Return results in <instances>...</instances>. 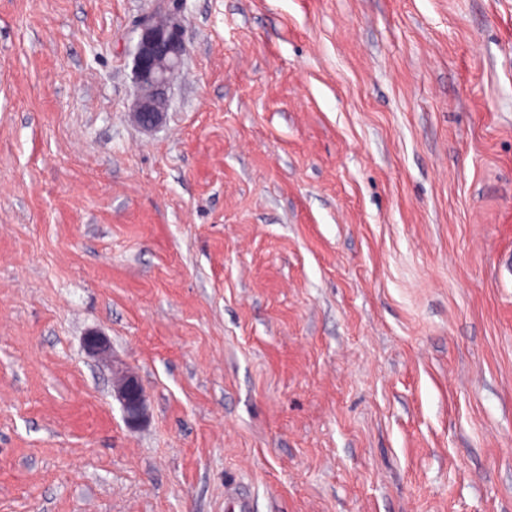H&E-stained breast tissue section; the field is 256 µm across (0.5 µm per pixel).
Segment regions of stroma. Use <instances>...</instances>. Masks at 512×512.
Returning a JSON list of instances; mask_svg holds the SVG:
<instances>
[{
    "instance_id": "35a3bbf8",
    "label": "stroma",
    "mask_w": 512,
    "mask_h": 512,
    "mask_svg": "<svg viewBox=\"0 0 512 512\" xmlns=\"http://www.w3.org/2000/svg\"><path fill=\"white\" fill-rule=\"evenodd\" d=\"M155 3L0 0V512H512V0ZM151 11L142 16L137 25L133 46L135 78L138 96L135 117L144 128L158 125L168 109L169 89L180 72L186 55L181 25L171 17L165 24L164 12L155 13L156 24L149 21ZM124 419L131 429L139 428L147 418V403L138 378L127 372L119 380L115 389Z\"/></svg>"
}]
</instances>
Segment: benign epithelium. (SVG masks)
I'll return each instance as SVG.
<instances>
[{
  "mask_svg": "<svg viewBox=\"0 0 512 512\" xmlns=\"http://www.w3.org/2000/svg\"><path fill=\"white\" fill-rule=\"evenodd\" d=\"M142 16L137 25L133 46L138 96L135 103L137 122L152 128L158 125L168 109L169 89L180 72L186 55L181 25L175 20L161 26ZM124 419L132 429L139 428L147 418V403L138 378L128 372L115 389Z\"/></svg>",
  "mask_w": 512,
  "mask_h": 512,
  "instance_id": "obj_1",
  "label": "benign epithelium"
}]
</instances>
